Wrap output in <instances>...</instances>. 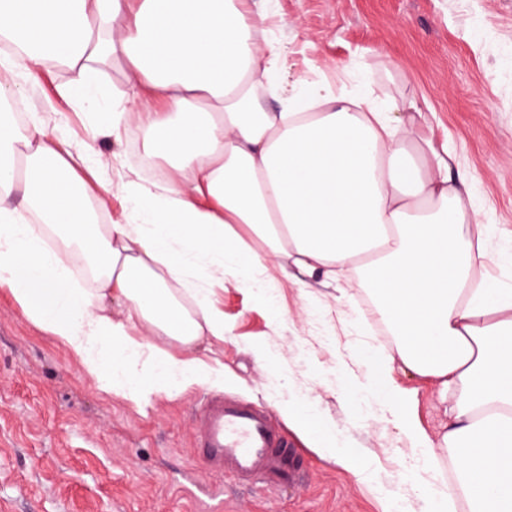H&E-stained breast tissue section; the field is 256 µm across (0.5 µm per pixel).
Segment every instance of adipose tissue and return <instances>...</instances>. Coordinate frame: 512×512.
Wrapping results in <instances>:
<instances>
[{"mask_svg":"<svg viewBox=\"0 0 512 512\" xmlns=\"http://www.w3.org/2000/svg\"><path fill=\"white\" fill-rule=\"evenodd\" d=\"M256 0H0V40L22 48L4 69L54 61L65 96L92 102L104 67L124 62L127 92L110 121L145 115L146 152L172 177L125 182L129 221L101 226L86 179L43 127L0 113V285L27 317L65 345L98 388L141 405L224 371L177 358L135 332L144 324L189 346L224 335V314L199 294L182 303L197 256L213 275L254 276L275 259L304 282L367 271L396 340L395 359L450 396L448 428L401 424L426 467L447 459L448 488L429 512H512V294L487 275L499 256L483 217L467 208L465 171L447 146L417 132L416 104L370 100L362 87L286 82L285 51L253 39ZM105 32L106 41L93 39ZM275 93L272 112L252 94ZM244 225L263 245L249 247ZM55 232L62 248L43 246ZM80 256L97 286L74 283ZM123 299L116 320L110 297Z\"/></svg>","mask_w":512,"mask_h":512,"instance_id":"adipose-tissue-1","label":"adipose tissue"}]
</instances>
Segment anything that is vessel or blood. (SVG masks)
Wrapping results in <instances>:
<instances>
[{
	"instance_id": "obj_1",
	"label": "vessel or blood",
	"mask_w": 512,
	"mask_h": 512,
	"mask_svg": "<svg viewBox=\"0 0 512 512\" xmlns=\"http://www.w3.org/2000/svg\"><path fill=\"white\" fill-rule=\"evenodd\" d=\"M195 435L206 467L239 486L274 490L294 480L288 439L260 405L209 397L196 416Z\"/></svg>"
}]
</instances>
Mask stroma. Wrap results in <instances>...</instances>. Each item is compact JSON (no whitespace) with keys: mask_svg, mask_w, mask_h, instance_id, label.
<instances>
[{"mask_svg":"<svg viewBox=\"0 0 512 512\" xmlns=\"http://www.w3.org/2000/svg\"><path fill=\"white\" fill-rule=\"evenodd\" d=\"M254 39L286 49L290 78L354 86L415 101L437 143L447 144L472 180L493 250L512 247V0H262ZM68 73L45 66L0 69L23 121L39 118L98 172V212L126 223L121 186L133 174L169 175L147 158L144 116L112 131L107 114L124 91L123 63L105 68L97 107L62 96ZM197 274L224 313L223 338L191 346L163 336L169 354L224 367V395L265 405L303 466L300 481L269 491L240 488L212 473L195 446L194 418L210 385L149 404L99 390L81 362L34 325L0 288V507L8 512H425L418 483L436 488L448 467L427 473L406 440L386 389L411 395L409 411L430 437L448 418L437 383L403 368L384 375L393 352L362 280L318 279L303 287L277 262L248 279ZM311 413L356 456L354 473L316 448L288 413Z\"/></svg>","mask_w":512,"mask_h":512,"instance_id":"obj_1","label":"stroma"}]
</instances>
